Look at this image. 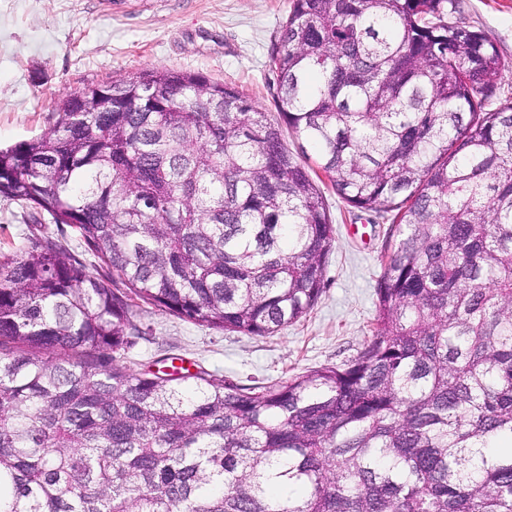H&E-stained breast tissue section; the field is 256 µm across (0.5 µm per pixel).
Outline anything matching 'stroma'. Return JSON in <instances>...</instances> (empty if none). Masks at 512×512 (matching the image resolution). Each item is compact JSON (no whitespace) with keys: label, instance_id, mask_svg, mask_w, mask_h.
I'll return each mask as SVG.
<instances>
[{"label":"stroma","instance_id":"1","mask_svg":"<svg viewBox=\"0 0 512 512\" xmlns=\"http://www.w3.org/2000/svg\"><path fill=\"white\" fill-rule=\"evenodd\" d=\"M291 0H0V146L52 127L67 95L156 69L201 73L231 85L277 119L278 77L270 66ZM453 19L483 31L508 66L494 102L512 101V0H459ZM319 187L336 227L323 292L300 321L270 336L201 327L154 307L123 363L156 362L253 386L355 357L375 317L382 256L395 226L386 213L360 211L329 182ZM31 209L0 198V254L14 253L34 225Z\"/></svg>","mask_w":512,"mask_h":512}]
</instances>
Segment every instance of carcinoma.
Listing matches in <instances>:
<instances>
[{"instance_id": "1", "label": "carcinoma", "mask_w": 512, "mask_h": 512, "mask_svg": "<svg viewBox=\"0 0 512 512\" xmlns=\"http://www.w3.org/2000/svg\"><path fill=\"white\" fill-rule=\"evenodd\" d=\"M457 8L292 0L278 122L157 69L0 148V197L73 232L0 257V512H512L508 63ZM284 126L394 213L372 336L264 386L130 371L143 305L263 337L317 303L336 228Z\"/></svg>"}]
</instances>
